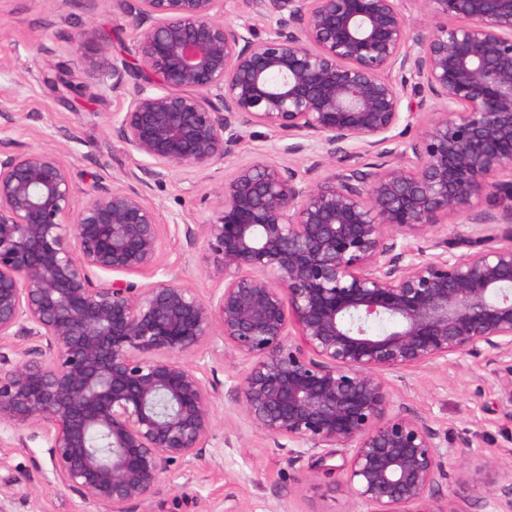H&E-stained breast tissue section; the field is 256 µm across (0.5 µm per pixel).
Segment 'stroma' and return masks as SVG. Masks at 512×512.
<instances>
[{
	"label": "stroma",
	"instance_id": "1",
	"mask_svg": "<svg viewBox=\"0 0 512 512\" xmlns=\"http://www.w3.org/2000/svg\"><path fill=\"white\" fill-rule=\"evenodd\" d=\"M87 25L110 30L111 43H92L80 57L68 56L66 38ZM106 55L134 56L133 37L113 0H0V141L59 152L81 190L96 180L140 186L139 158L110 126L119 100L102 85L99 64ZM63 68L88 88V96L77 98L51 85ZM283 146L267 129L250 127L223 164L143 188L163 222L158 279L176 280L205 297L219 289V281L203 271L202 245H190L183 227L207 218L203 197L235 166L263 155L290 163L302 174L314 169L322 178L375 159L360 145L324 162L310 151L286 155ZM504 374L503 364L464 356L385 377L393 408L422 414L456 446L437 493L458 501L466 512H487L482 493L500 479L498 461L512 449V422L497 410ZM213 415L212 437L201 457L174 465L162 492L132 505V512H224L228 496L242 504L243 512H360L338 491L341 474L316 472L306 457L290 458L254 433L229 401H217ZM1 493L8 497V512H96L57 483L46 439L30 430H0Z\"/></svg>",
	"mask_w": 512,
	"mask_h": 512
}]
</instances>
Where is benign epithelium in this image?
<instances>
[{"instance_id": "7a95c632", "label": "benign epithelium", "mask_w": 512, "mask_h": 512, "mask_svg": "<svg viewBox=\"0 0 512 512\" xmlns=\"http://www.w3.org/2000/svg\"><path fill=\"white\" fill-rule=\"evenodd\" d=\"M137 61H106L112 131L161 181L230 157L258 125L295 155L353 144L378 162L318 180L258 158L217 186L203 241L223 288L209 298L156 275L157 209L100 183L78 199L54 151L0 146V427L41 428L56 480L100 512L160 493L202 455L214 402L322 471L341 451L364 512H464L436 495L455 453L423 416L395 411L383 374L450 356L512 357V0H115ZM108 36L81 27L80 56ZM430 114L417 140L394 131ZM450 214L474 224L451 244ZM426 244L415 249L412 242ZM114 275L96 281L90 271ZM241 360L222 391L200 361ZM512 512V465L486 497ZM244 0H224V21L242 23L248 21L254 27L263 31L270 22L262 17L249 13Z\"/></svg>"}]
</instances>
